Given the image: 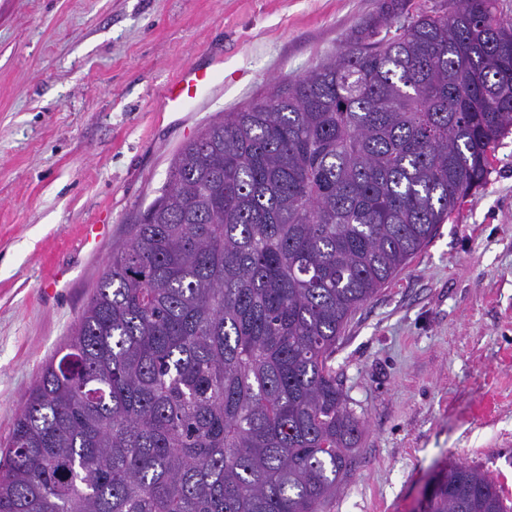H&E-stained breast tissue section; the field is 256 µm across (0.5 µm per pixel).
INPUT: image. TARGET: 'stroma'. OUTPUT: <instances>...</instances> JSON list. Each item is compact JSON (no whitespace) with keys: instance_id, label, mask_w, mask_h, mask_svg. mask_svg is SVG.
I'll return each instance as SVG.
<instances>
[{"instance_id":"1","label":"stroma","mask_w":512,"mask_h":512,"mask_svg":"<svg viewBox=\"0 0 512 512\" xmlns=\"http://www.w3.org/2000/svg\"><path fill=\"white\" fill-rule=\"evenodd\" d=\"M381 0H0V442L170 159L208 122L326 61ZM224 64L164 112L187 65ZM109 212L96 248L85 225ZM65 278L53 293L44 281ZM363 422L324 512H417L462 463L512 504V134L487 182L350 319L333 362ZM224 84V70L201 68L194 65L183 67L161 92L160 99L165 112H184L202 100L217 83Z\"/></svg>"}]
</instances>
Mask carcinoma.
Segmentation results:
<instances>
[{
    "label": "carcinoma",
    "mask_w": 512,
    "mask_h": 512,
    "mask_svg": "<svg viewBox=\"0 0 512 512\" xmlns=\"http://www.w3.org/2000/svg\"><path fill=\"white\" fill-rule=\"evenodd\" d=\"M511 133L498 0H383L327 62L209 122L26 393L0 512H319L363 433L333 366L349 320ZM428 512L512 511L451 463Z\"/></svg>",
    "instance_id": "cac0c4a2"
}]
</instances>
